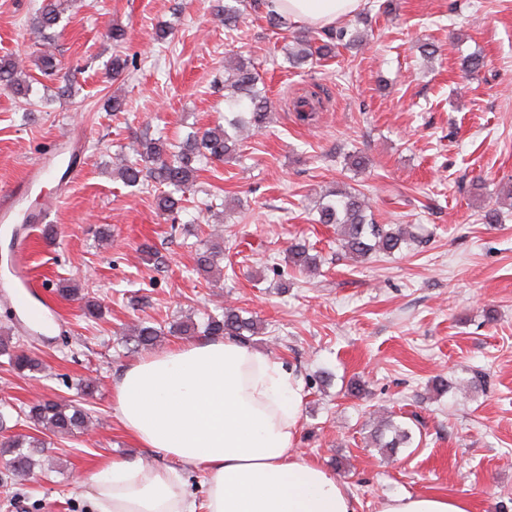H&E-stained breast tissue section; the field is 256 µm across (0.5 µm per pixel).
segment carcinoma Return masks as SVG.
I'll return each mask as SVG.
<instances>
[{"label":"carcinoma","mask_w":512,"mask_h":512,"mask_svg":"<svg viewBox=\"0 0 512 512\" xmlns=\"http://www.w3.org/2000/svg\"><path fill=\"white\" fill-rule=\"evenodd\" d=\"M265 14L268 25L280 29L286 25L281 17L265 9V0H224V26L233 27L246 11ZM64 7L62 0H42L40 8L31 19L34 31L40 34L43 43L52 44L56 38V27L61 21ZM348 40L361 45L363 35L353 23L346 22L335 29L316 33H302L293 37L287 49L288 63L296 68L325 59L333 53L336 41ZM136 66V60L121 55L112 56L110 70L116 80L129 67ZM41 76L52 78L59 71V62L51 52H45L36 60ZM38 82L10 57L0 58V90H6L18 98L31 99L35 94L33 84ZM261 79L253 66L239 58L233 65L224 68V124L193 134L177 145L162 137L144 138L136 149L138 158L119 159L114 176L123 185L134 188L146 183L165 187L157 195V207L164 215H174L183 208L185 194L192 191L196 182L199 164L205 160L224 161L237 153L242 142L249 136L266 129L271 122V109L265 89L259 88ZM295 118L303 125L316 120L317 101L300 97L292 102ZM319 224H334L340 231L341 250L344 255L359 262L374 253L392 254L409 249L423 242L401 224H379L368 214V197L355 189L329 190L320 196L315 204ZM221 251L205 248L197 259L198 272L211 274L219 268ZM288 265L301 272L315 273L318 270L317 256L309 254L306 245L299 242L288 246ZM62 297H80L84 300L83 314L86 318H98L102 314L99 302L80 292L71 285L60 288ZM189 335L201 333L208 337L228 336L243 343L259 334L254 316H244L236 307H225L219 315L208 314L203 321L189 318L169 329L142 322L136 325L130 336L138 349L155 347L165 334ZM0 356L20 374L34 373L41 369L40 361L30 353L18 348L13 337L0 332ZM25 419L37 431H49L56 436L85 433L90 429V417L82 408L62 401H40L24 412ZM376 440L382 448H398L411 440L409 429L393 420L381 421L376 429ZM391 439H386V433ZM43 442L35 436L10 435L0 442V455H8L7 474L0 481L8 483L11 477L25 478L35 474V469H54L53 459L43 454Z\"/></svg>","instance_id":"cac0c4a2"}]
</instances>
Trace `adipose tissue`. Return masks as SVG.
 Segmentation results:
<instances>
[{"mask_svg":"<svg viewBox=\"0 0 512 512\" xmlns=\"http://www.w3.org/2000/svg\"><path fill=\"white\" fill-rule=\"evenodd\" d=\"M364 0H268L299 27L328 28ZM112 404L124 432L159 463L104 461L87 481L93 512H358L347 484L296 446L301 397L292 369L231 338L149 354L122 369ZM206 477L203 498L185 470ZM379 512H470L437 495L382 501Z\"/></svg>","mask_w":512,"mask_h":512,"instance_id":"ef3b65f1","label":"adipose tissue"}]
</instances>
